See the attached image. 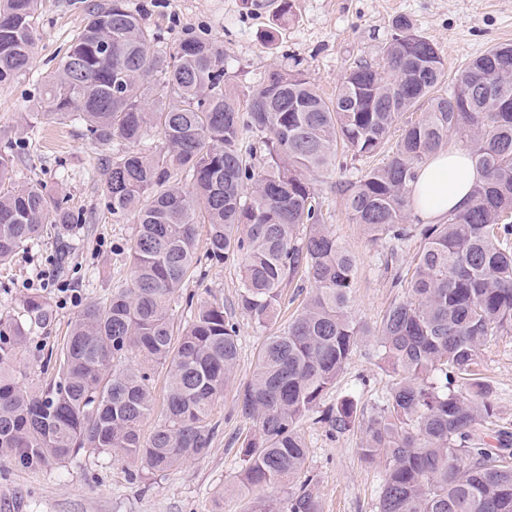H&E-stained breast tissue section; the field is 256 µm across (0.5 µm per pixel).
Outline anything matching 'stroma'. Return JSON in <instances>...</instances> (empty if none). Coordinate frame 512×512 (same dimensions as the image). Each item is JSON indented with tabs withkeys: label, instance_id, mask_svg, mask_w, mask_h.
<instances>
[{
	"label": "stroma",
	"instance_id": "obj_1",
	"mask_svg": "<svg viewBox=\"0 0 512 512\" xmlns=\"http://www.w3.org/2000/svg\"><path fill=\"white\" fill-rule=\"evenodd\" d=\"M91 0H42L37 39L29 71L0 85V152L15 157L13 179L37 181L71 212L78 225L49 224L43 235L0 264V314L22 318L21 301L41 295L52 311L48 323L34 329L21 357L20 382L41 389L54 378L60 352L73 321L87 303H106L113 288L129 275L127 246L135 232L133 216H113L104 194L102 162L122 151L114 142L90 141L80 122L46 121L36 111L43 80L54 71L65 44L83 27ZM293 15L276 25L267 7L245 0H127L161 38L163 50H174L183 38L208 33L224 51V80L240 104H247L272 70H300L324 96H332L346 70L355 63H377L390 40L396 18H410L431 40L449 71H457L490 46L512 42V0H292ZM275 32V46L265 35ZM341 159L317 182L321 221L356 260L351 315L372 326L401 297L396 273L406 271L420 240L391 253L386 239H375L353 223L341 190L361 170L387 161ZM241 287L237 262L206 268L186 279L184 301L174 310L185 318L186 298L223 303L233 312ZM299 291L283 290L276 323L261 326L238 317L239 357L236 374L214 407L216 423L211 450L166 472L148 470L121 453L78 455L64 464L36 471L0 457V512H251L255 493L240 488L241 443L254 434L252 420L237 410L241 386L250 378L266 338L287 326ZM482 373L492 391L495 414L484 430L512 431V332L491 337L482 352ZM391 379L380 366L373 341L361 342L349 358L335 387L299 424L307 459L297 481L275 490L287 498L296 482H310L322 512H377L385 474L384 461L362 459L361 428L339 434L325 417L344 397L371 412Z\"/></svg>",
	"mask_w": 512,
	"mask_h": 512
}]
</instances>
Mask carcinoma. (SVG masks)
Listing matches in <instances>:
<instances>
[{
	"label": "carcinoma",
	"mask_w": 512,
	"mask_h": 512,
	"mask_svg": "<svg viewBox=\"0 0 512 512\" xmlns=\"http://www.w3.org/2000/svg\"><path fill=\"white\" fill-rule=\"evenodd\" d=\"M41 0H0V85L31 67ZM382 62L356 64L325 99L301 71L274 70L247 110L224 85V51L206 34L172 52L126 0L88 11L39 109L54 122L85 125L98 144L141 143L157 128L163 146L125 150L105 160L112 215H134L130 283L109 302H90L72 323L53 383L20 384L17 364L48 304L22 300L27 323L0 316V454L39 470L79 454L119 451L152 471L208 454L210 416L239 354L237 323L224 305L200 301L185 324L172 305L193 270L241 261V315L276 321L283 288L301 273L305 303L287 327L266 337L238 395L257 426L242 444V487L261 491L252 512H321L301 483L288 498L264 491L295 477L307 446L297 427L336 381L363 338L371 336L392 383L367 418L342 400L326 420L339 434L356 426L361 457L386 463L378 512H512V432L485 442L494 414L477 368L482 347L512 332V44L493 46L457 71L452 91L436 46L398 18ZM158 78L169 103L154 104L145 84ZM418 111L416 119L401 122ZM401 134L391 158L344 186L351 219L374 236L420 238L411 275L396 276L407 295L373 327L350 314L354 256L320 223L316 182L343 147L369 158ZM455 135L485 175L470 203L443 224H409L418 168ZM265 150L251 164L247 137ZM75 216L39 182L0 190V263L34 241L45 224ZM206 227L199 251V226ZM167 369L163 422L149 440L142 426L154 408L150 366ZM467 382L469 396L454 388Z\"/></svg>",
	"instance_id": "1"
}]
</instances>
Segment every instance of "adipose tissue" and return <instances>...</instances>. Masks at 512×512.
Returning <instances> with one entry per match:
<instances>
[{
    "label": "adipose tissue",
    "instance_id": "adipose-tissue-1",
    "mask_svg": "<svg viewBox=\"0 0 512 512\" xmlns=\"http://www.w3.org/2000/svg\"><path fill=\"white\" fill-rule=\"evenodd\" d=\"M483 172L465 150L451 147L432 156L420 169L412 193V208L431 224L470 199L473 187L483 182Z\"/></svg>",
    "mask_w": 512,
    "mask_h": 512
}]
</instances>
